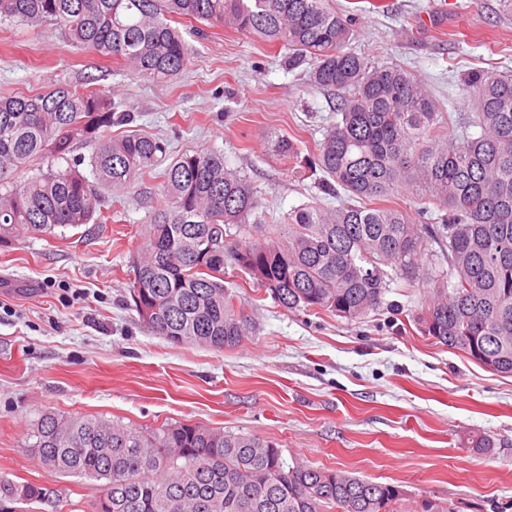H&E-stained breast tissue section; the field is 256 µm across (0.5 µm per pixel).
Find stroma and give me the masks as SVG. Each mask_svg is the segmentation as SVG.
Listing matches in <instances>:
<instances>
[{"mask_svg":"<svg viewBox=\"0 0 512 512\" xmlns=\"http://www.w3.org/2000/svg\"><path fill=\"white\" fill-rule=\"evenodd\" d=\"M356 20L349 47L428 85L456 134H476L472 73L512 74V17L500 0H331ZM184 70L149 83L123 61L71 44L54 22L0 25V97L95 82L171 151L206 149L244 171L267 215L306 203L336 208L309 165L336 123L333 95L289 69L288 48L184 23ZM288 138L297 159L281 156ZM159 182L129 188L109 224L63 239L22 235L0 247V475L56 489L63 512H94L91 480L43 469L26 448L41 414L93 415L135 428L186 422L275 442L288 459L398 487V512L429 500L451 512H512V376L423 336L415 288L388 297L403 315L350 321L289 310L239 271L253 330L214 351L151 334L127 304L130 258ZM491 445L478 447L479 438Z\"/></svg>","mask_w":512,"mask_h":512,"instance_id":"obj_1","label":"stroma"}]
</instances>
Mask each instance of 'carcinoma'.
I'll use <instances>...</instances> for the list:
<instances>
[{
	"mask_svg": "<svg viewBox=\"0 0 512 512\" xmlns=\"http://www.w3.org/2000/svg\"><path fill=\"white\" fill-rule=\"evenodd\" d=\"M206 22L280 43L309 79L338 92L339 120L313 159L325 190L356 205H302L267 241L227 229L267 228L257 191L221 154L170 155L158 137L103 132L133 123L97 88L59 86L0 97V246L17 234L56 238L91 222L112 223L105 193L155 171L144 243L130 296L139 322L173 345L236 346L251 323L225 268L249 275L288 310H321L349 321L382 306L392 284L422 286L412 320L423 335L487 370L512 375V75L470 81L480 135L430 143L444 127L427 87L404 70L345 50L352 19L329 0H0V22L45 20L75 46L119 59L147 82H165L188 60L168 20ZM94 146L89 166L74 151ZM32 172L18 183L19 170ZM400 187L418 193L414 224L373 201ZM52 472L102 481L96 512H394V486L343 471L281 462L250 434L183 422L153 429L89 416L44 413L26 437ZM51 503L50 488L0 476V512Z\"/></svg>",
	"mask_w": 512,
	"mask_h": 512,
	"instance_id": "carcinoma-1",
	"label": "carcinoma"
}]
</instances>
